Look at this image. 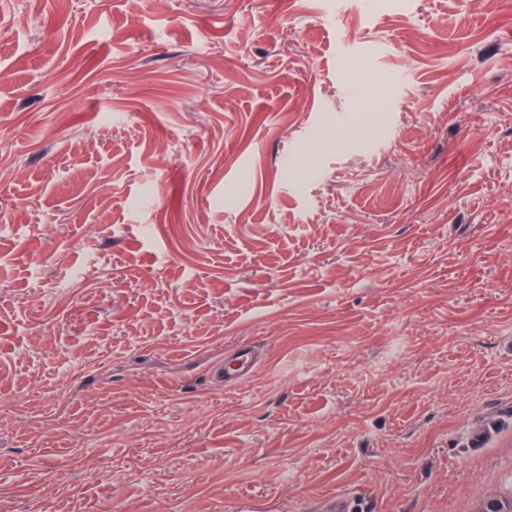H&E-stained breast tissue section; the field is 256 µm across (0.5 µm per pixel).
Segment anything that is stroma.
<instances>
[{
  "mask_svg": "<svg viewBox=\"0 0 512 512\" xmlns=\"http://www.w3.org/2000/svg\"><path fill=\"white\" fill-rule=\"evenodd\" d=\"M0 16V512H476L512 456V9ZM256 364V358L247 346H240L224 354V364L217 369V376L224 379V386H236Z\"/></svg>",
  "mask_w": 512,
  "mask_h": 512,
  "instance_id": "1",
  "label": "stroma"
}]
</instances>
